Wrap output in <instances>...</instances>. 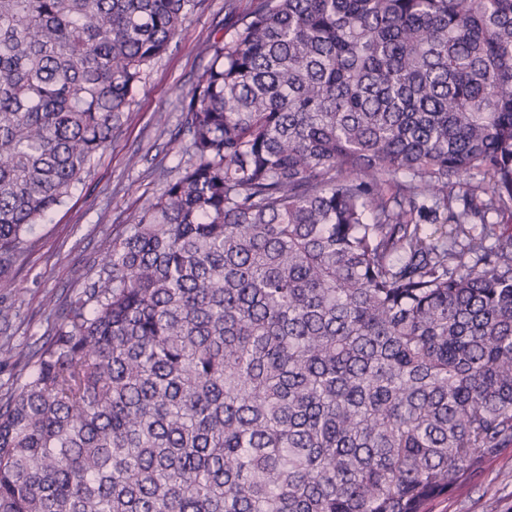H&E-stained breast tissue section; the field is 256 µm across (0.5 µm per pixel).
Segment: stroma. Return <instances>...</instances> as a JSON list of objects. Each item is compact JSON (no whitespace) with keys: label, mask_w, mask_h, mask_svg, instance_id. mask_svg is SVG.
<instances>
[{"label":"stroma","mask_w":512,"mask_h":512,"mask_svg":"<svg viewBox=\"0 0 512 512\" xmlns=\"http://www.w3.org/2000/svg\"><path fill=\"white\" fill-rule=\"evenodd\" d=\"M245 11L250 0H205L170 49L148 71L133 110L111 144L95 159L82 184L35 225L13 271L0 289V345L17 349L45 341L59 311L82 296L96 276L99 255L113 235L136 223L144 204L177 174L181 94L194 86L208 59L202 48L224 37L227 3ZM430 512H512V446L500 449L469 485L436 499Z\"/></svg>","instance_id":"1"}]
</instances>
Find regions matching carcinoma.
I'll use <instances>...</instances> for the list:
<instances>
[{"instance_id":"obj_1","label":"carcinoma","mask_w":512,"mask_h":512,"mask_svg":"<svg viewBox=\"0 0 512 512\" xmlns=\"http://www.w3.org/2000/svg\"><path fill=\"white\" fill-rule=\"evenodd\" d=\"M203 5L0 0V288ZM224 27L177 177L0 345V512H428L512 445V0ZM14 361V359L0 358V394L16 391L24 382L22 365H18Z\"/></svg>"}]
</instances>
